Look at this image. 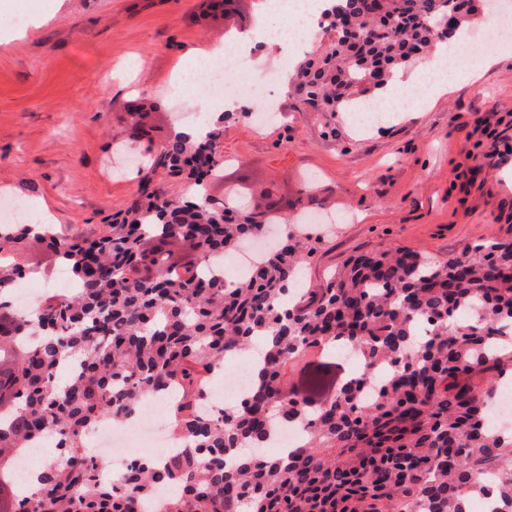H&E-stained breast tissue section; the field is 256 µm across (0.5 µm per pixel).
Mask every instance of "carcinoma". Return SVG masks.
<instances>
[{"mask_svg": "<svg viewBox=\"0 0 512 512\" xmlns=\"http://www.w3.org/2000/svg\"><path fill=\"white\" fill-rule=\"evenodd\" d=\"M328 39L292 79L302 101L332 115L386 85L393 70L456 36L473 0H331ZM224 113L200 142L170 131L146 160L148 174L185 178V194L143 187L98 238L50 224H0V252L34 239L77 284L41 299L29 316L18 284L48 273L0 256V480L9 512H139L155 487L177 492L157 512H470L493 498L512 512V441L489 417L497 385L512 377V240H492L444 261L404 248L360 255L321 288L288 301L316 252L290 232L248 277L205 271L267 227L278 209L211 203L205 177L220 168ZM342 345L362 362L330 406L310 410L282 384L295 360ZM260 349L246 396L219 414L200 411L224 359ZM66 360L79 373L60 385ZM180 391L173 428L188 442L161 462L134 459L117 481L84 449L101 420L140 412L147 393ZM303 422L302 444L263 448L277 428ZM50 434L59 448L39 492L20 494L7 476L22 449Z\"/></svg>", "mask_w": 512, "mask_h": 512, "instance_id": "cac0c4a2", "label": "carcinoma"}]
</instances>
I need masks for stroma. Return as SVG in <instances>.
I'll list each match as a JSON object with an SVG mask.
<instances>
[{
	"mask_svg": "<svg viewBox=\"0 0 512 512\" xmlns=\"http://www.w3.org/2000/svg\"><path fill=\"white\" fill-rule=\"evenodd\" d=\"M237 9L230 23L207 0H0V199L29 200L62 234L103 235L139 195L127 154L157 147L196 111L195 88L171 94L173 74L230 26L254 29L257 0ZM258 53L283 117L261 130L225 120L223 176L209 193L292 201L315 175L306 209L322 216L323 242L304 271L312 286L360 254L400 246L443 260L512 239V45L479 81L462 69L450 93L367 129L282 93L290 58ZM146 102L159 108L138 138L129 113ZM355 370L330 355L286 378L320 406Z\"/></svg>",
	"mask_w": 512,
	"mask_h": 512,
	"instance_id": "stroma-1",
	"label": "stroma"
}]
</instances>
